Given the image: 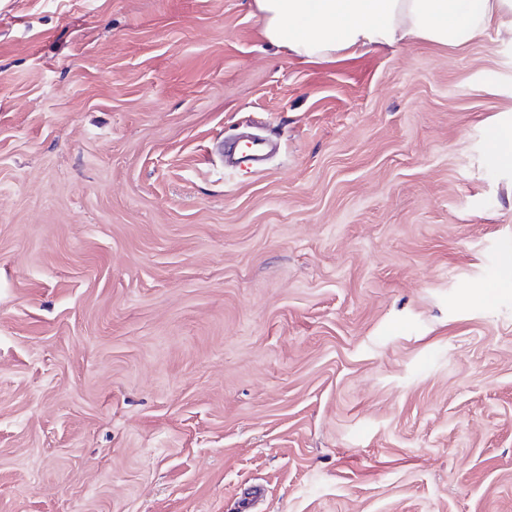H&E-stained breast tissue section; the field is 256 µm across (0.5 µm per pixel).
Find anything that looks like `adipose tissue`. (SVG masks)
<instances>
[{
  "label": "adipose tissue",
  "instance_id": "adipose-tissue-1",
  "mask_svg": "<svg viewBox=\"0 0 512 512\" xmlns=\"http://www.w3.org/2000/svg\"><path fill=\"white\" fill-rule=\"evenodd\" d=\"M269 44L310 61L423 39L462 47L512 15V0H254Z\"/></svg>",
  "mask_w": 512,
  "mask_h": 512
}]
</instances>
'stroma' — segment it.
I'll return each instance as SVG.
<instances>
[{
	"label": "stroma",
	"mask_w": 512,
	"mask_h": 512,
	"mask_svg": "<svg viewBox=\"0 0 512 512\" xmlns=\"http://www.w3.org/2000/svg\"><path fill=\"white\" fill-rule=\"evenodd\" d=\"M252 2L0 0V512H512V26ZM269 44L320 60L423 39L463 47L512 15L511 0H253ZM268 149L267 139L253 138L236 148L233 147L232 158L239 170L258 169Z\"/></svg>",
	"instance_id": "35a3bbf8"
}]
</instances>
